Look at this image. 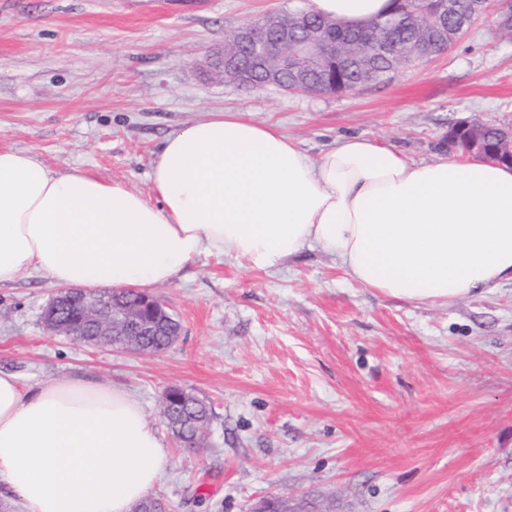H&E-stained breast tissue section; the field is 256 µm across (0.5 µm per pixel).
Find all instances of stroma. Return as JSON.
<instances>
[{
    "label": "stroma",
    "mask_w": 512,
    "mask_h": 512,
    "mask_svg": "<svg viewBox=\"0 0 512 512\" xmlns=\"http://www.w3.org/2000/svg\"><path fill=\"white\" fill-rule=\"evenodd\" d=\"M309 0H0V148L151 196L164 139L209 112L278 124L310 157L344 137L409 160L457 157L459 122L512 126V32L490 0L445 54L332 94L248 88L210 55L246 22ZM56 288L0 287V370L24 382L88 374L142 405L167 450L150 494L173 512H512V284L448 306L362 287L313 247L274 273L203 255L151 287L181 323L140 355L54 336ZM179 387L212 418L178 447L162 397Z\"/></svg>",
    "instance_id": "35a3bbf8"
}]
</instances>
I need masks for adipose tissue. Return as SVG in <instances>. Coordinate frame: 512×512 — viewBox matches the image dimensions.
Here are the masks:
<instances>
[{
  "label": "adipose tissue",
  "instance_id": "1",
  "mask_svg": "<svg viewBox=\"0 0 512 512\" xmlns=\"http://www.w3.org/2000/svg\"><path fill=\"white\" fill-rule=\"evenodd\" d=\"M390 0H310L362 26ZM155 201L88 172L58 175L0 148V286L147 288L201 255L273 272L316 246L363 287L447 306L512 283V167L474 155L413 162L351 136L310 158L273 124L213 112L164 141ZM166 451L139 401L82 375L28 384L0 371V481L24 512H129Z\"/></svg>",
  "mask_w": 512,
  "mask_h": 512
}]
</instances>
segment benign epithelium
I'll list each match as a JSON object with an SVG mask.
<instances>
[{
    "instance_id": "1",
    "label": "benign epithelium",
    "mask_w": 512,
    "mask_h": 512,
    "mask_svg": "<svg viewBox=\"0 0 512 512\" xmlns=\"http://www.w3.org/2000/svg\"><path fill=\"white\" fill-rule=\"evenodd\" d=\"M427 9L433 21L435 46L445 52L453 41L448 39V29L438 20L440 9L434 3L427 5ZM236 42L251 49L248 62H242L228 44L213 53L208 61L209 66L217 68L220 75L232 83L252 86L255 74L260 73L266 86L312 93L314 89L308 83L307 75L316 72L321 75L323 86H336V73L343 58L338 52L337 42L319 31L311 29L299 38L295 31L282 27L271 39L265 28L250 23L238 29ZM285 74L293 79L292 83H283ZM506 135L508 141L490 152L486 150L484 141L470 138L472 154L488 161L512 164V130H507ZM74 298L81 303V320L65 328L56 320L57 308ZM168 318L170 314L162 304L148 294L143 305L124 308L114 301H107V297L98 292L75 288L60 290L43 314L47 329L54 335L79 337L91 327L92 334L100 337L99 343L141 354L144 353L142 337L160 333L163 321ZM252 512H290V507L288 500L273 496L257 503Z\"/></svg>"
}]
</instances>
